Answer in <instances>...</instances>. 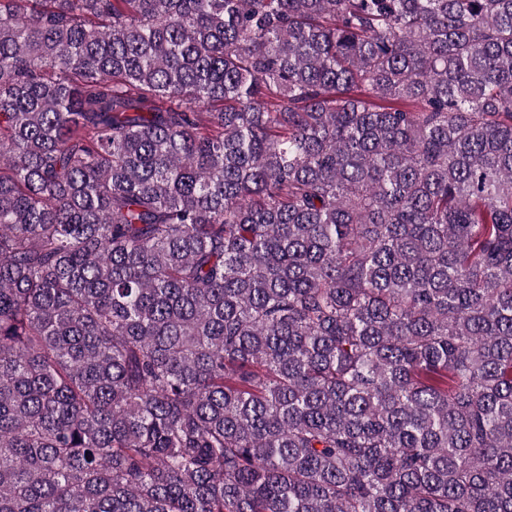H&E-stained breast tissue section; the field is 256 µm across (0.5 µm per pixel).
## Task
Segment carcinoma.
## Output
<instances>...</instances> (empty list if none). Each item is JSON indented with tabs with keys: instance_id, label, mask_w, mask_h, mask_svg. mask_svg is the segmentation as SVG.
<instances>
[{
	"instance_id": "carcinoma-1",
	"label": "carcinoma",
	"mask_w": 512,
	"mask_h": 512,
	"mask_svg": "<svg viewBox=\"0 0 512 512\" xmlns=\"http://www.w3.org/2000/svg\"><path fill=\"white\" fill-rule=\"evenodd\" d=\"M0 512H512V0H0Z\"/></svg>"
}]
</instances>
